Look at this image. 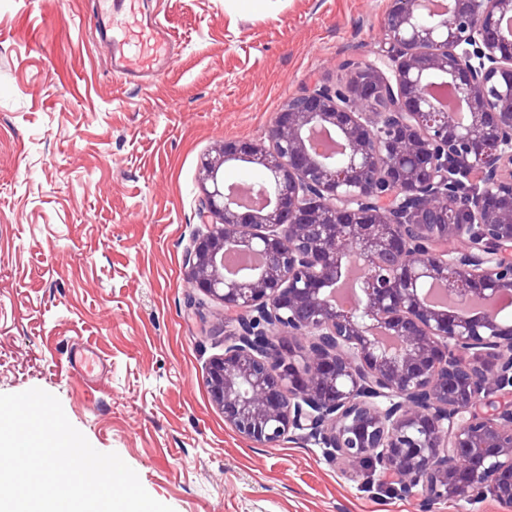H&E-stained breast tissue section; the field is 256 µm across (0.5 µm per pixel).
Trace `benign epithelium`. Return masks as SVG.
Listing matches in <instances>:
<instances>
[{
	"mask_svg": "<svg viewBox=\"0 0 512 512\" xmlns=\"http://www.w3.org/2000/svg\"><path fill=\"white\" fill-rule=\"evenodd\" d=\"M424 3L387 0L385 58L345 64V80L288 100L263 137L226 139L202 160L211 230L187 280L234 315L205 385L243 438L308 439L416 496L420 512L488 495L511 507L512 321L433 308L419 291L438 283L461 305L512 292V0H446L433 20ZM432 75L468 101L467 124L425 96ZM320 127L343 141L339 160L311 152ZM237 163L273 184L256 213L224 186ZM457 181L474 186L465 219L427 223ZM231 248L262 265L224 276ZM353 260L363 302L343 311L324 288Z\"/></svg>",
	"mask_w": 512,
	"mask_h": 512,
	"instance_id": "1",
	"label": "benign epithelium"
}]
</instances>
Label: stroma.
Returning <instances> with one entry per match:
<instances>
[{"mask_svg": "<svg viewBox=\"0 0 512 512\" xmlns=\"http://www.w3.org/2000/svg\"><path fill=\"white\" fill-rule=\"evenodd\" d=\"M385 7L148 0L176 52L135 85L112 74L98 0H0V393L57 396L174 512H419L311 442L239 437L204 384L224 306L186 279L202 157L380 56Z\"/></svg>", "mask_w": 512, "mask_h": 512, "instance_id": "stroma-1", "label": "stroma"}]
</instances>
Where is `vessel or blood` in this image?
Listing matches in <instances>:
<instances>
[{
	"label": "vessel or blood",
	"mask_w": 512,
	"mask_h": 512,
	"mask_svg": "<svg viewBox=\"0 0 512 512\" xmlns=\"http://www.w3.org/2000/svg\"><path fill=\"white\" fill-rule=\"evenodd\" d=\"M119 23L112 26V71L136 83L160 70L171 52L160 21L139 14L136 0H112Z\"/></svg>",
	"instance_id": "1"
}]
</instances>
